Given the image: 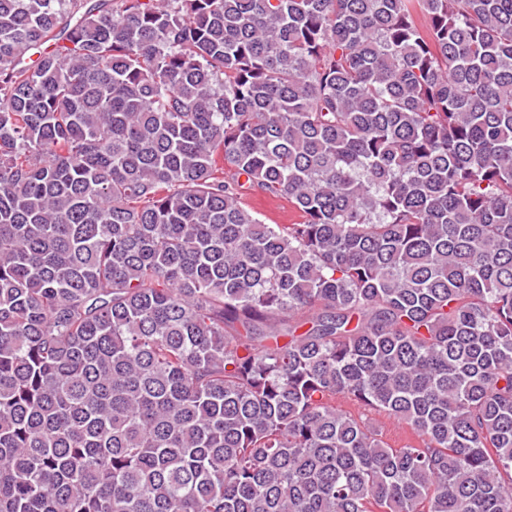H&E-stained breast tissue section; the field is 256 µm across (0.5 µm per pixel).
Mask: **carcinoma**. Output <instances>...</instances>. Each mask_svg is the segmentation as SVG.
I'll return each mask as SVG.
<instances>
[{"label": "carcinoma", "instance_id": "obj_1", "mask_svg": "<svg viewBox=\"0 0 512 512\" xmlns=\"http://www.w3.org/2000/svg\"><path fill=\"white\" fill-rule=\"evenodd\" d=\"M0 512H512V0H0ZM247 204L266 224H291L295 219L286 198L255 194L247 197ZM343 408L350 410L355 416L360 417L362 420L376 425L379 428H384L386 433V441L394 446L401 444L400 438L405 434V427L397 421L388 420L383 414L370 410L368 408H358L351 406L343 401L340 403Z\"/></svg>", "mask_w": 512, "mask_h": 512}]
</instances>
